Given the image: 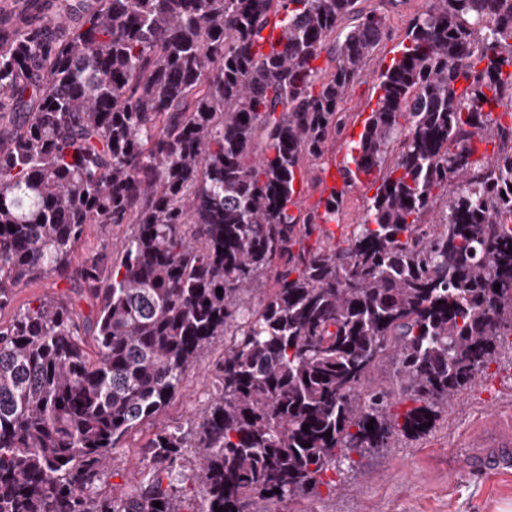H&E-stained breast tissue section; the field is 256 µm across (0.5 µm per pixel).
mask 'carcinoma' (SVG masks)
<instances>
[{
    "label": "carcinoma",
    "instance_id": "1",
    "mask_svg": "<svg viewBox=\"0 0 512 512\" xmlns=\"http://www.w3.org/2000/svg\"><path fill=\"white\" fill-rule=\"evenodd\" d=\"M428 3L320 210L296 184L341 133L385 16L95 0L57 37L0 17V309L51 275L96 307L52 297L0 325V512H176L158 473L135 494L92 489L219 333L200 512H288L351 452L429 432L475 382L512 333V0ZM363 175L375 192L347 246L304 247ZM88 224L136 225L107 278L102 255L74 263ZM384 362L412 392L400 415L370 382ZM184 447L178 426L143 445L168 478Z\"/></svg>",
    "mask_w": 512,
    "mask_h": 512
}]
</instances>
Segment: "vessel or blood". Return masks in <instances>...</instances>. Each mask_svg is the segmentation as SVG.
Masks as SVG:
<instances>
[{"mask_svg": "<svg viewBox=\"0 0 512 512\" xmlns=\"http://www.w3.org/2000/svg\"><path fill=\"white\" fill-rule=\"evenodd\" d=\"M512 467V427L497 423L484 425L471 447L461 449L452 458L449 477L459 478L476 471H498Z\"/></svg>", "mask_w": 512, "mask_h": 512, "instance_id": "obj_1", "label": "vessel or blood"}]
</instances>
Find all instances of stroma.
Instances as JSON below:
<instances>
[{"instance_id":"35a3bbf8","label":"stroma","mask_w":512,"mask_h":512,"mask_svg":"<svg viewBox=\"0 0 512 512\" xmlns=\"http://www.w3.org/2000/svg\"><path fill=\"white\" fill-rule=\"evenodd\" d=\"M364 8L387 16L381 42L369 57L366 74L347 95L342 105L346 131H353L376 101L375 82L397 57L406 32L415 17L426 8V0H363ZM346 150L332 140L322 159L310 167L309 182L302 185L298 198L304 208L316 207L332 172ZM373 191L367 185L348 189L343 208L328 239L346 246L353 224L359 223L366 197ZM134 231L130 224L87 225L76 249V259L97 253L118 258L121 243ZM70 281L41 277L18 288L12 303L0 310V323L9 324L18 312L38 305L49 296L67 297ZM224 360V339L214 337L186 370L181 385L155 422L145 424L132 448H116L109 455L95 490L108 493L119 488L134 493L150 466L141 445L156 424L190 425L202 417L209 405L218 368ZM512 423V335L503 337L488 369L476 382L461 390L442 412L435 428L427 435L400 436L391 447L355 461H344L333 489L320 497L298 499L291 512H512V469L496 473H476L449 481L448 463L452 452L462 449L480 424L490 419Z\"/></svg>"}]
</instances>
